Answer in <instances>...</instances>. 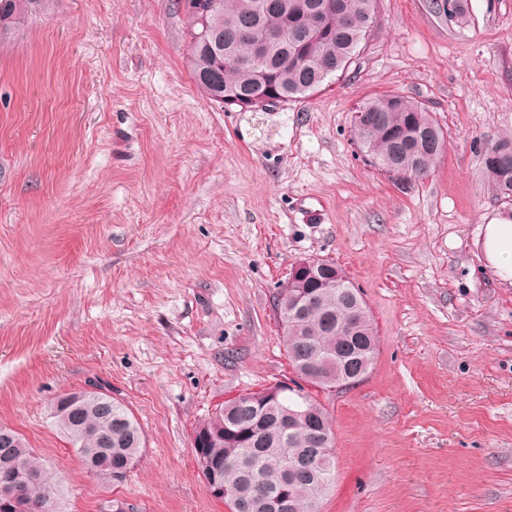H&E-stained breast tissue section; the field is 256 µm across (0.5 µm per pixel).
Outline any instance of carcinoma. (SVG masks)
<instances>
[{
    "instance_id": "obj_1",
    "label": "carcinoma",
    "mask_w": 512,
    "mask_h": 512,
    "mask_svg": "<svg viewBox=\"0 0 512 512\" xmlns=\"http://www.w3.org/2000/svg\"><path fill=\"white\" fill-rule=\"evenodd\" d=\"M40 0H0V27L18 16L36 10ZM187 0L191 68L197 83L210 96L244 95L256 91L262 79L247 63L252 38L277 35L268 43L266 74L276 91L288 101L307 98L319 91L337 73L345 72L359 53L376 17L377 0ZM456 9L448 20L459 27L469 25L468 0H454ZM315 12L326 16L323 32L306 30V19ZM224 43V55L215 58L208 45ZM372 121L355 128L357 145L372 164L392 165V178L409 182L428 177L446 149L444 133L423 103L392 93L374 97L361 105ZM498 144L508 147L505 163L483 158L488 185L495 194L512 201V138ZM310 315L294 324L277 316L284 336L289 365L295 371L303 358L304 338L321 349L341 348L349 357L367 347L378 351L372 319L355 327L348 320L347 299L341 288H320ZM304 381L323 393H334L336 354L311 366ZM239 397L216 407L194 431L192 448L207 488L224 501L229 512H241L238 496L248 491V512H265L262 504L287 490L282 512H319L312 502L322 499L333 480L334 444L319 449L312 471L302 470L290 480L288 466L296 459L301 442L314 439L321 430L333 433L325 406L303 385L282 395L275 408L261 405L262 393L253 392L250 411L240 410ZM308 406L315 410L316 424L288 431L282 422L284 410ZM55 424L75 449L92 448L93 456H79L86 469L107 482H120L134 466L144 448V435L133 413L104 392L79 391L58 398L53 408ZM14 458L29 483L24 487L27 512H55L58 481L46 470L41 457L21 436L0 452Z\"/></svg>"
}]
</instances>
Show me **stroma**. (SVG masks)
<instances>
[{
    "label": "stroma",
    "mask_w": 512,
    "mask_h": 512,
    "mask_svg": "<svg viewBox=\"0 0 512 512\" xmlns=\"http://www.w3.org/2000/svg\"><path fill=\"white\" fill-rule=\"evenodd\" d=\"M379 0L347 73L264 110L194 81L184 0H42L0 36V426L61 487L60 512H229L191 448L224 401L292 379L274 312L297 260H332L378 335L369 376L324 397L335 481L320 512H512V287L480 224L512 202L487 147L512 136V0ZM391 92L447 149L402 183L352 116ZM105 386L145 446L123 482L54 424ZM496 144L508 147L509 158L507 163H502L489 159L484 154L483 163L488 185L498 197L512 201V138H501Z\"/></svg>",
    "instance_id": "1"
}]
</instances>
